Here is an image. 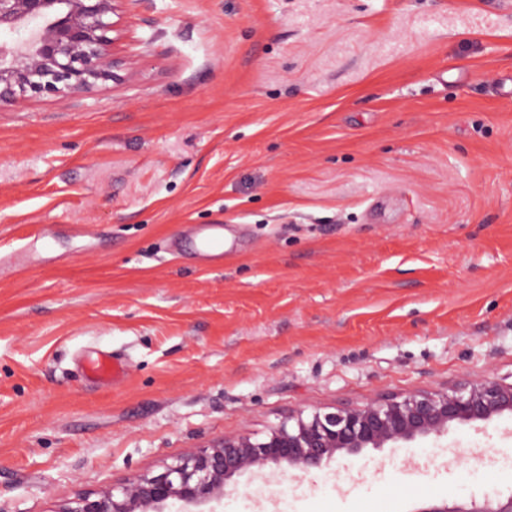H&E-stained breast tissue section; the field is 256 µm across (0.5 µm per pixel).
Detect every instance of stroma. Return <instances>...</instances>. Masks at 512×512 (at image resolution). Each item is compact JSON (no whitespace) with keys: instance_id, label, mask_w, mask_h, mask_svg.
I'll return each instance as SVG.
<instances>
[{"instance_id":"35a3bbf8","label":"stroma","mask_w":512,"mask_h":512,"mask_svg":"<svg viewBox=\"0 0 512 512\" xmlns=\"http://www.w3.org/2000/svg\"><path fill=\"white\" fill-rule=\"evenodd\" d=\"M124 42L127 83L0 103V512L512 375V0H140ZM510 494L502 417L267 465L221 512ZM89 371L93 377L103 381L112 380L113 383L124 375L125 366L116 358L102 357L93 361Z\"/></svg>"}]
</instances>
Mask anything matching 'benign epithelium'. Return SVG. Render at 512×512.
Listing matches in <instances>:
<instances>
[{"label":"benign epithelium","instance_id":"benign-epithelium-1","mask_svg":"<svg viewBox=\"0 0 512 512\" xmlns=\"http://www.w3.org/2000/svg\"><path fill=\"white\" fill-rule=\"evenodd\" d=\"M139 0H0V102L90 93L137 75L136 55H121L122 4ZM28 30L24 39L8 35ZM512 415V381L492 375L450 387L382 395L309 415L298 410L266 437L248 434L215 438L181 456L157 474H136L123 482L62 501L55 512H210L224 503L229 482L270 463L306 472L338 455L366 448L439 437L453 426L474 427ZM413 512H512V495L448 505L427 503Z\"/></svg>","mask_w":512,"mask_h":512}]
</instances>
